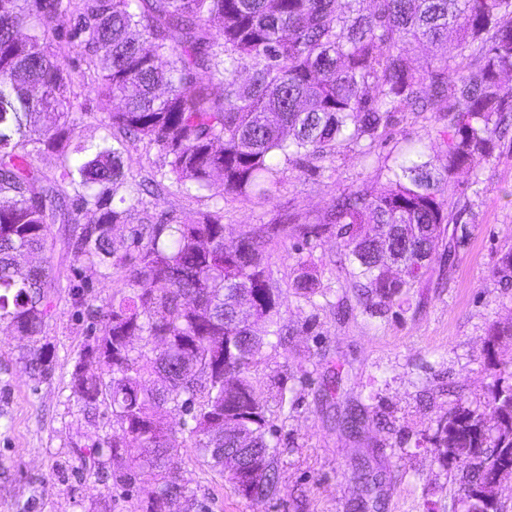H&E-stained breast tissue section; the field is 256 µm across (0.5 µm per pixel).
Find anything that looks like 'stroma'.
I'll return each mask as SVG.
<instances>
[{
    "instance_id": "1",
    "label": "stroma",
    "mask_w": 512,
    "mask_h": 512,
    "mask_svg": "<svg viewBox=\"0 0 512 512\" xmlns=\"http://www.w3.org/2000/svg\"><path fill=\"white\" fill-rule=\"evenodd\" d=\"M89 51L71 45L65 64L81 74L70 95L80 140L106 136L107 106L88 77ZM447 103L421 115L399 113L392 137L367 157L347 151L335 161L288 166L273 198L255 205L224 204V242L234 246L243 229L294 216L321 224L344 189L376 193L379 169L411 148L425 151L436 169L447 164L440 132ZM455 205L469 212L468 235L455 244L454 262L433 256L423 278L393 304L364 311L349 276L343 242L326 231L274 246L272 278L281 290L285 344L264 347L250 375L266 401L277 446L276 494L262 503L238 495L217 471L197 459L183 416L169 421L179 453L174 464L208 512H357L364 500L356 465L367 460L379 481L380 508L366 512H454L456 466H443L430 443L439 420L459 406L476 407L503 372L512 373V340L489 346L490 329L512 321V287L494 275L512 249V134L477 176L458 172ZM205 195L161 193L146 197L153 222L173 224L185 214L213 209ZM71 227L51 229L54 286L39 341L0 327V512H91L111 495L112 512H140V493L153 483L132 472V489L101 480L76 449L118 433L110 408L86 412L70 389L71 373L91 334L88 306L106 307L119 287L114 270L74 262L67 249ZM318 270L330 293L306 300L291 281L298 260ZM44 349L52 360L45 377L31 375L21 358ZM283 381L285 399L273 390ZM367 416L360 433L344 429L349 408Z\"/></svg>"
}]
</instances>
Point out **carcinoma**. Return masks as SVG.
I'll use <instances>...</instances> for the list:
<instances>
[{
    "label": "carcinoma",
    "mask_w": 512,
    "mask_h": 512,
    "mask_svg": "<svg viewBox=\"0 0 512 512\" xmlns=\"http://www.w3.org/2000/svg\"><path fill=\"white\" fill-rule=\"evenodd\" d=\"M67 19L69 39L83 35L92 49L98 94L120 101L106 116L120 136L95 145L78 140L69 112L75 78L55 41ZM450 37L458 48L451 60ZM413 41L433 49L422 70L407 57ZM505 74L512 75V0H0V324L42 335L51 261L30 258L46 251L58 220L76 225L68 238L75 261L128 267L108 307L88 309L104 329L80 359L93 353L98 371L79 362L71 378L84 410L109 405L121 435L77 454L101 473L125 468L124 449L138 448L133 466L154 476L143 512H170L175 503L207 512L170 464L178 453L173 407L191 416L198 457L233 487L254 482L258 503L277 486L272 425L250 370L265 337L284 341L268 257L288 225L252 226L228 249L221 208L174 224L143 221L129 228L137 255L126 265L116 230L147 192L124 171L127 140L157 147L162 177L180 193L252 202L270 198L282 168L310 157L333 161L348 148L368 156L395 114L432 112L448 100L444 170L421 151L404 156L386 168L377 194L344 191L327 223L297 229H336L360 297L386 305L466 223L464 210L448 214V187L455 172L472 173L490 158L512 127ZM35 153L56 156L60 175L35 170ZM69 199L94 219L78 223ZM389 262L400 276L387 275ZM496 274L512 284V250ZM294 290L307 300L325 295L318 274L303 266ZM136 338L149 351L135 350ZM24 364L41 376L51 371L43 352ZM433 448L439 463L460 468L457 504L504 512L475 487L512 472V383L448 415Z\"/></svg>",
    "instance_id": "cac0c4a2"
}]
</instances>
